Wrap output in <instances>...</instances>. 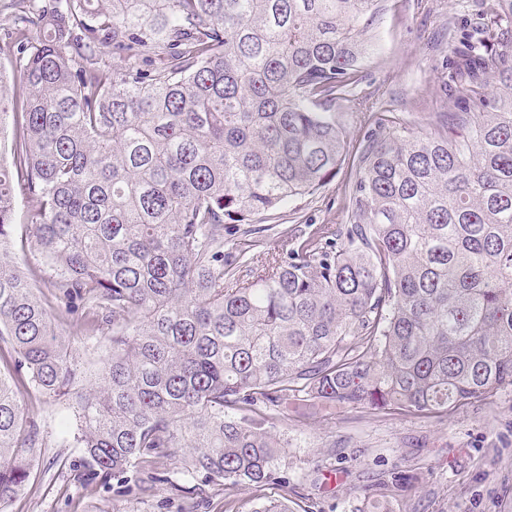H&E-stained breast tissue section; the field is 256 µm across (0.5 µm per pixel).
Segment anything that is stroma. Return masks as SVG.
Instances as JSON below:
<instances>
[{
    "label": "stroma",
    "mask_w": 512,
    "mask_h": 512,
    "mask_svg": "<svg viewBox=\"0 0 512 512\" xmlns=\"http://www.w3.org/2000/svg\"><path fill=\"white\" fill-rule=\"evenodd\" d=\"M481 0H390L373 32L374 51L349 100L336 105L350 148L367 126L366 112H392L413 131L425 130L437 113L456 109L464 86L454 74L459 26L477 22ZM344 160L320 191L283 209L284 227L341 224L346 220L348 181ZM81 369L95 373L107 358L106 343L75 335L57 322ZM43 441L32 464L34 491L19 495L6 512H253L256 492L190 482L185 491L163 484L176 460L153 471L151 492L118 491L91 479L82 452L72 445L69 401L29 407ZM288 443V487L271 486L267 497L288 498L296 512H372L388 495L393 512H512V389L477 400L448 415L372 412L341 408L332 415L289 414L276 427ZM68 460L61 468L60 460Z\"/></svg>",
    "instance_id": "stroma-1"
}]
</instances>
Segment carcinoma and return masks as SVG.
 <instances>
[{
  "label": "carcinoma",
  "mask_w": 512,
  "mask_h": 512,
  "mask_svg": "<svg viewBox=\"0 0 512 512\" xmlns=\"http://www.w3.org/2000/svg\"><path fill=\"white\" fill-rule=\"evenodd\" d=\"M387 0H11L0 53V507L31 484L22 398L74 402L118 487L180 458L227 489L288 484V410L446 415L512 386V0L462 30L458 111L369 116L347 220L268 219L336 176L332 107ZM22 203H17V195ZM35 250L53 303L33 293ZM69 322L108 335L79 385Z\"/></svg>",
  "instance_id": "1"
}]
</instances>
